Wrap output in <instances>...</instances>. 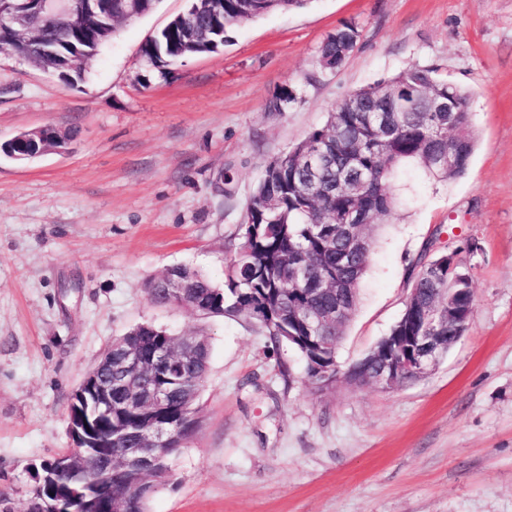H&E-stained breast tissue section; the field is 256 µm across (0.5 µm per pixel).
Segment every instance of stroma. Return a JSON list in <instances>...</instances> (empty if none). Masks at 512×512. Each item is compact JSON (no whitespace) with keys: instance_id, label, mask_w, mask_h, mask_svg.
Wrapping results in <instances>:
<instances>
[{"instance_id":"1","label":"stroma","mask_w":512,"mask_h":512,"mask_svg":"<svg viewBox=\"0 0 512 512\" xmlns=\"http://www.w3.org/2000/svg\"><path fill=\"white\" fill-rule=\"evenodd\" d=\"M185 8L160 0L121 25L70 87L0 50V142L70 135L26 163L0 155V493L22 505L32 466L71 451V393L151 324L205 337L210 354L198 431L148 512H512V0H309L160 74L141 47ZM346 21L362 37L330 74L319 49ZM411 64L470 92L478 145L445 183L399 169L411 195L378 230L337 362L390 332L425 246L474 237V318L432 371L321 389L247 317L151 301L179 264L223 285L266 165ZM283 86L297 103L269 110Z\"/></svg>"}]
</instances>
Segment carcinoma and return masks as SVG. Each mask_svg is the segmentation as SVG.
Wrapping results in <instances>:
<instances>
[{
	"label": "carcinoma",
	"mask_w": 512,
	"mask_h": 512,
	"mask_svg": "<svg viewBox=\"0 0 512 512\" xmlns=\"http://www.w3.org/2000/svg\"><path fill=\"white\" fill-rule=\"evenodd\" d=\"M306 0H224V10L211 16H192L181 21L174 19L161 29L154 41L143 49L144 60L160 74H167V66L191 55L193 30L205 27L211 31V53L224 45V30L228 26L254 20L269 11L300 8ZM361 37L354 22L337 28L333 38L323 42L320 57L341 68ZM387 82L402 87L390 111L375 112L379 106L377 86L372 85L353 92L361 99L364 113L347 112L344 103L329 113L324 125L313 129L300 143L292 147L296 155L281 164L268 163L263 178L249 200L243 224L242 242L230 260L224 287H219L190 266L170 271L174 277L186 278L188 287L183 296L190 299L197 310L212 315H244L264 331L271 342L288 340L295 331L294 321L305 310L329 313L336 303L356 307L362 280L367 272L375 238H370L361 253L348 251L345 241H329V230L349 223L351 213L360 210L370 218L392 216L396 194L394 177L406 163L419 165L429 177L442 181L463 176L477 144V135L471 122V96L463 88L436 75V69L409 65ZM441 93L452 102L454 111L435 112L428 92ZM297 102V96L287 87L281 88L270 100L269 108L276 112L288 111ZM457 136V164L453 172L442 168L439 159L448 152V133ZM309 146L314 152L338 160L352 155L359 157L361 178L342 179L336 165H323L316 179L308 176L297 151ZM443 253L419 258V270L412 287L417 295L427 298L431 288L440 281L448 282V295L465 289L466 304L474 306L470 272L459 263L453 270L441 263ZM321 340L328 344L322 351L325 362L336 375V327L330 323L319 331ZM123 350L150 355L155 350L174 346L170 334L158 327L144 330L136 336H120ZM102 373L112 372V403L127 400L120 382L121 359L117 351H106L97 363ZM209 367V345L200 338L192 358L173 366L170 360L157 358L145 382L149 390L165 392L162 416L177 425L178 434L193 431L194 422L185 418L189 408H195L197 397L194 385L181 374L186 371L196 380L206 377ZM151 415L141 402H133L120 415L109 420L92 419L94 429L120 434L126 447H136L138 437L147 426ZM144 465L135 458L128 464L112 467V486L126 485ZM93 489L95 512H105L108 486H94L77 473L56 484L33 483L32 492L54 498H67L82 487Z\"/></svg>",
	"instance_id": "carcinoma-1"
}]
</instances>
